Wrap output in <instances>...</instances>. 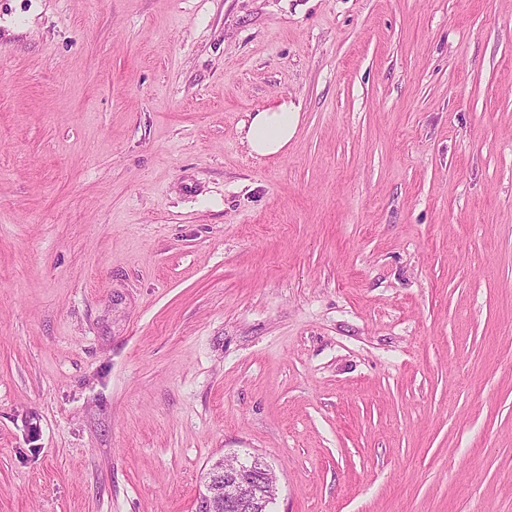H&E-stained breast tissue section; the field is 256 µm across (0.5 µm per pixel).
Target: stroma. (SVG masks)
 Listing matches in <instances>:
<instances>
[{"mask_svg": "<svg viewBox=\"0 0 512 512\" xmlns=\"http://www.w3.org/2000/svg\"><path fill=\"white\" fill-rule=\"evenodd\" d=\"M223 456L512 512V0H0V512H193ZM301 119L300 107L283 98L250 115L242 127V143L251 155L269 157L283 153L294 138Z\"/></svg>", "mask_w": 512, "mask_h": 512, "instance_id": "obj_1", "label": "stroma"}]
</instances>
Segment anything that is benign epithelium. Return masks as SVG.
<instances>
[{
	"mask_svg": "<svg viewBox=\"0 0 512 512\" xmlns=\"http://www.w3.org/2000/svg\"><path fill=\"white\" fill-rule=\"evenodd\" d=\"M276 477L270 466L256 457L215 460L205 487L195 502V512H258L275 499Z\"/></svg>",
	"mask_w": 512,
	"mask_h": 512,
	"instance_id": "benign-epithelium-1",
	"label": "benign epithelium"
}]
</instances>
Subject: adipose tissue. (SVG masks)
I'll return each mask as SVG.
<instances>
[{
    "label": "adipose tissue",
    "instance_id": "obj_1",
    "mask_svg": "<svg viewBox=\"0 0 512 512\" xmlns=\"http://www.w3.org/2000/svg\"><path fill=\"white\" fill-rule=\"evenodd\" d=\"M301 112L294 101L279 102L251 114L242 127V142L250 154L269 157L283 153L294 138Z\"/></svg>",
    "mask_w": 512,
    "mask_h": 512
}]
</instances>
